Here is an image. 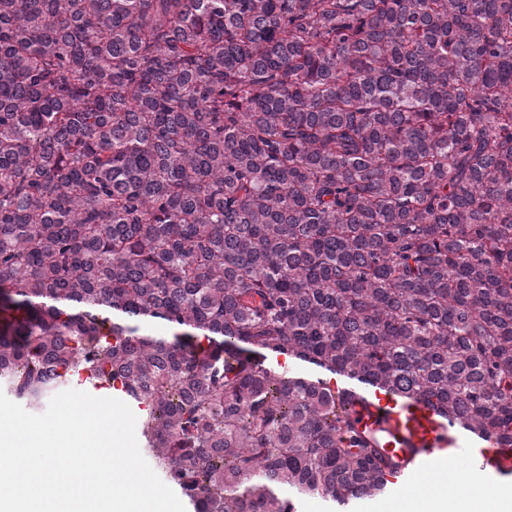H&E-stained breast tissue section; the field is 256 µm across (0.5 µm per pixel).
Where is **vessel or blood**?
<instances>
[{"instance_id":"vessel-or-blood-1","label":"vessel or blood","mask_w":512,"mask_h":512,"mask_svg":"<svg viewBox=\"0 0 512 512\" xmlns=\"http://www.w3.org/2000/svg\"><path fill=\"white\" fill-rule=\"evenodd\" d=\"M355 416L368 440L383 439L386 456L394 460L402 474L427 466L431 456L456 445L445 424L424 406L408 408L382 393L359 398ZM474 468L512 477V448H498L479 459Z\"/></svg>"}]
</instances>
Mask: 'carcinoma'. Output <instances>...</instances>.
<instances>
[{
    "label": "carcinoma",
    "instance_id": "obj_1",
    "mask_svg": "<svg viewBox=\"0 0 512 512\" xmlns=\"http://www.w3.org/2000/svg\"><path fill=\"white\" fill-rule=\"evenodd\" d=\"M254 348L512 447V0H0V382L136 403L193 512L385 493Z\"/></svg>",
    "mask_w": 512,
    "mask_h": 512
}]
</instances>
